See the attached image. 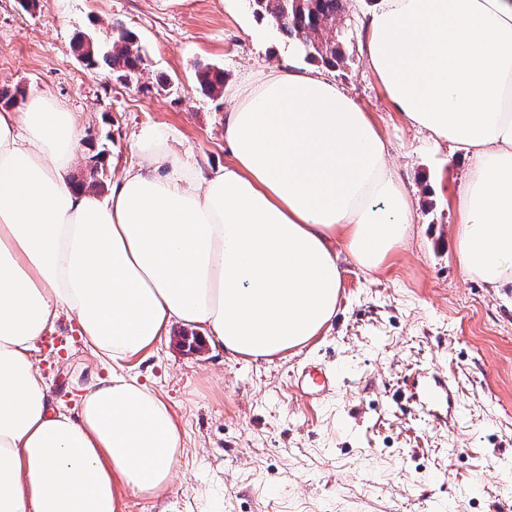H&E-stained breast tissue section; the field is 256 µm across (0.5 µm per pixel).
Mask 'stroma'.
I'll list each match as a JSON object with an SVG mask.
<instances>
[{"mask_svg":"<svg viewBox=\"0 0 512 512\" xmlns=\"http://www.w3.org/2000/svg\"><path fill=\"white\" fill-rule=\"evenodd\" d=\"M376 3L345 4L354 39L331 77L377 123L416 214L410 235L369 272L337 247L336 314L285 356L190 352L176 322L124 362L176 413L186 455L159 497L124 492L123 512H512V284L491 287L459 265L454 227L467 164L404 121L369 68L363 26ZM116 22L146 52L145 69L129 81L87 70L71 48L75 33L102 37ZM288 63L305 60L247 0H37L27 11L0 0V89L17 85L78 115L72 174L80 179L104 149L116 180L139 160L135 138L156 127L184 160L224 163L231 102L197 89L198 66L222 67L231 85ZM34 357L53 402L69 407L78 388L112 369L90 358L66 317ZM309 363L338 372L335 392L314 405L291 382ZM422 373L448 377L462 417L412 401Z\"/></svg>","mask_w":512,"mask_h":512,"instance_id":"1","label":"stroma"}]
</instances>
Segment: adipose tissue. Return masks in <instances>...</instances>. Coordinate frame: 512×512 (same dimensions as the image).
Returning <instances> with one entry per match:
<instances>
[{
  "label": "adipose tissue",
  "mask_w": 512,
  "mask_h": 512,
  "mask_svg": "<svg viewBox=\"0 0 512 512\" xmlns=\"http://www.w3.org/2000/svg\"><path fill=\"white\" fill-rule=\"evenodd\" d=\"M365 55L410 125L473 160L464 273L512 282V0H379ZM230 96L229 162L188 165L155 130L104 200L72 185L76 113L37 94L0 111V512H122L124 491H165L179 420L121 362L175 322L236 356L285 355L336 313L333 240L370 271L405 243L411 200L353 96L293 66ZM63 315L116 367L71 410L52 407L31 356Z\"/></svg>",
  "instance_id": "adipose-tissue-1"
}]
</instances>
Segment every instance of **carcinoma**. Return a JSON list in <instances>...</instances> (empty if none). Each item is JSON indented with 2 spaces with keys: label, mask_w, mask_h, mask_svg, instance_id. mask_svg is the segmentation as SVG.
<instances>
[{
  "label": "carcinoma",
  "mask_w": 512,
  "mask_h": 512,
  "mask_svg": "<svg viewBox=\"0 0 512 512\" xmlns=\"http://www.w3.org/2000/svg\"><path fill=\"white\" fill-rule=\"evenodd\" d=\"M252 9L259 17L274 20L276 32L294 45L309 62H318L328 69H336L346 62L342 50L344 32L336 28V17L343 11L342 0H252ZM73 48L87 68H108L126 79L145 66V51L137 43L133 32L120 24L112 26L110 38L101 40L74 36ZM198 89L212 95L223 89L224 70L215 66H204L197 73ZM25 98L20 87L10 91L0 90V104L15 107ZM100 150L89 157L91 165L84 181H75L81 189H98L107 179L106 164Z\"/></svg>",
  "instance_id": "obj_1"
}]
</instances>
